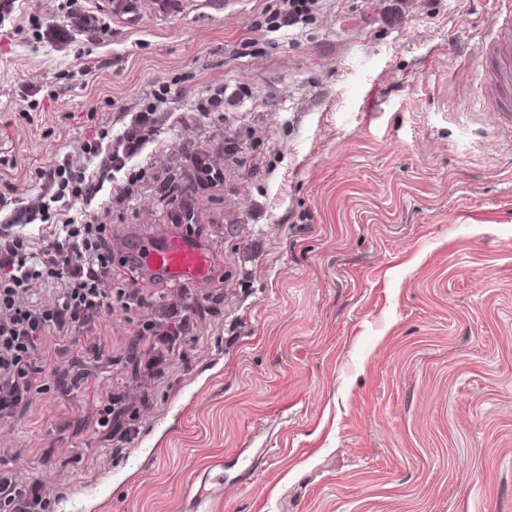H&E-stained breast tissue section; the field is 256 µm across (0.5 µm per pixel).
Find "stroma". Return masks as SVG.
<instances>
[{
  "label": "stroma",
  "instance_id": "1",
  "mask_svg": "<svg viewBox=\"0 0 512 512\" xmlns=\"http://www.w3.org/2000/svg\"><path fill=\"white\" fill-rule=\"evenodd\" d=\"M59 2L0 34V183L21 198L142 92L224 102L166 129L108 218L112 286L147 307L44 338L0 467L50 512H194L200 490L205 512H512V116L472 77L499 0H320L294 25L280 0H137L132 27L113 0ZM174 232L213 268L184 357L157 362L146 323L178 287L126 247Z\"/></svg>",
  "mask_w": 512,
  "mask_h": 512
}]
</instances>
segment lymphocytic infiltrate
I'll use <instances>...</instances> for the list:
<instances>
[{
  "label": "lymphocytic infiltrate",
  "instance_id": "obj_1",
  "mask_svg": "<svg viewBox=\"0 0 512 512\" xmlns=\"http://www.w3.org/2000/svg\"><path fill=\"white\" fill-rule=\"evenodd\" d=\"M168 91L140 97L122 130L99 127L80 145L39 172L42 191L24 204L13 188L0 189V212L42 223V239L0 225V419L36 388L37 356L44 337L92 330L112 305V209L129 205L128 170L161 135L159 114ZM52 284L54 299L36 302L38 288ZM51 499L41 481L18 483L0 470V512H48Z\"/></svg>",
  "mask_w": 512,
  "mask_h": 512
}]
</instances>
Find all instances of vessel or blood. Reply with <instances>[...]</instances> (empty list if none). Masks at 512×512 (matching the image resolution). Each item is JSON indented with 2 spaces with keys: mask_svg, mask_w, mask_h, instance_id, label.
Masks as SVG:
<instances>
[{
  "mask_svg": "<svg viewBox=\"0 0 512 512\" xmlns=\"http://www.w3.org/2000/svg\"><path fill=\"white\" fill-rule=\"evenodd\" d=\"M489 57L477 71L479 103L493 112H512V0L493 22ZM132 257L159 278L174 283L200 284L211 274L212 259L200 243L173 236L155 244H136Z\"/></svg>",
  "mask_w": 512,
  "mask_h": 512,
  "instance_id": "obj_1",
  "label": "vessel or blood"
}]
</instances>
